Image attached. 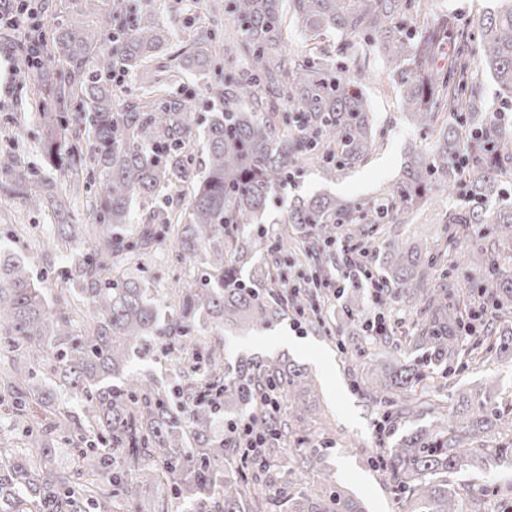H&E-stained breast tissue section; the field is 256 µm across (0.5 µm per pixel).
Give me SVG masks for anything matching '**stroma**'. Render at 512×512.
<instances>
[{
	"instance_id": "35a3bbf8",
	"label": "stroma",
	"mask_w": 512,
	"mask_h": 512,
	"mask_svg": "<svg viewBox=\"0 0 512 512\" xmlns=\"http://www.w3.org/2000/svg\"><path fill=\"white\" fill-rule=\"evenodd\" d=\"M213 0H138L141 10L151 12L174 34V44L186 45L192 27L209 26L217 31L231 27L232 19L212 12ZM26 43L24 34L0 29V161L10 153L14 137H22L30 162H41L44 155L40 121L33 103L34 75L17 70V59ZM377 127L383 133L378 147L359 167L335 179H325L319 169L310 168L281 194V201L265 218L276 233H292L288 224V208L297 197L319 192L336 195L367 196L392 183L399 174L404 152L413 134L401 114L400 100L391 87L375 79L364 82ZM451 199L442 197L428 207L410 215L402 224L385 225L389 238H415L432 242L442 231L440 218L451 206ZM16 224L27 225L33 235L48 239L53 232L54 218L47 210H34L21 198L0 195V244L26 254L33 275L44 269L62 270L66 261L59 253L30 247L29 241L12 234ZM170 240L158 244V255L148 277L156 288L162 309H170L175 301L177 279L199 276V262L175 268L169 263ZM390 322L387 336L366 335L363 324L374 314L371 302L360 288L346 289L342 298L326 307L329 329L311 324L294 327L290 317H282L267 328L245 333L228 329L210 332L200 339L201 346L221 344L224 360L273 359L299 365L318 387L317 403L303 415L301 434L291 437L277 456L269 459L271 472L291 470L301 483H309L317 475H329L337 485L360 497L368 512H399V505L388 472L376 458L383 448L408 430L433 423L434 410L413 417H397L399 404L406 395L394 401L375 402L360 382L372 378L380 365L396 363L409 355L406 340L411 335L419 314L418 304L401 297H387L383 307ZM491 381L498 392L512 401V363L486 355L471 363L459 358L451 374H431L423 385L436 407L449 405L452 396L462 388H475ZM453 480L463 490L485 489L487 512H502L505 492H512V467L493 471H462Z\"/></svg>"
}]
</instances>
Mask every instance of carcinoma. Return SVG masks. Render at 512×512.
Segmentation results:
<instances>
[{"label": "carcinoma", "mask_w": 512, "mask_h": 512, "mask_svg": "<svg viewBox=\"0 0 512 512\" xmlns=\"http://www.w3.org/2000/svg\"><path fill=\"white\" fill-rule=\"evenodd\" d=\"M73 15L42 31L36 102L44 141L41 175L20 159L25 143L0 163V194L20 195L57 221L54 247L67 249L69 275L51 296L30 274L27 258L0 246V407L12 413L23 447H0V512H366L333 481L303 485L286 471L252 488L265 465L229 458L230 442L212 433V396L224 408L252 415L268 448L280 430L252 410L253 395L272 387L288 395L291 410H307L308 374L275 362L241 359L224 365L218 346L199 356L184 343L226 324L241 331L288 313L309 312L323 325V275L296 279L291 302L272 301L239 264L259 252L280 253L275 241L245 226L259 224L272 195L314 165L327 178L366 161L378 143L363 79L377 64L388 73L416 133L402 174L374 197L315 195L288 210L303 249L329 247L338 228L351 240L383 253L379 278L422 304L409 346L421 358L401 361L367 391L388 402L414 388L425 370L454 361L463 349L464 315L472 283L455 277L468 263L463 242L473 224L491 229L477 245L479 275L490 277L488 308L512 313V195L504 163L512 162V133L487 112L481 75L491 74L512 100V0H493L471 26L446 12L431 16L424 0H224L234 26L223 35L195 29L176 53L177 72L202 74L224 63V78L209 85L219 105L204 127L207 159L190 167L195 136L190 93L144 82L142 93L114 105L121 86L113 76L133 74L167 50L173 36L153 15L118 16L125 0H71ZM312 43L288 54L283 24ZM336 34V51L319 47ZM108 41L106 53H96ZM80 97L84 111L70 116L65 99ZM102 182L91 198L94 224L74 219L75 200L92 176ZM193 187L188 220L171 207L173 190ZM446 192L461 203L448 207L442 236L432 243L378 240L380 225L398 224ZM148 199L146 222L132 227L133 202ZM173 238V262L203 259L205 270L183 284L167 314L143 277L164 236ZM288 288V266L261 271ZM156 349L173 356L178 404L162 384L132 367L133 357ZM495 353L512 360V327L476 337L472 359ZM512 408L486 383L460 391L439 422L411 431L382 455L402 512H481L484 491L463 492L450 481L461 470L512 465V448L487 447ZM74 448L73 466L58 468L60 444Z\"/></svg>", "instance_id": "carcinoma-1"}]
</instances>
